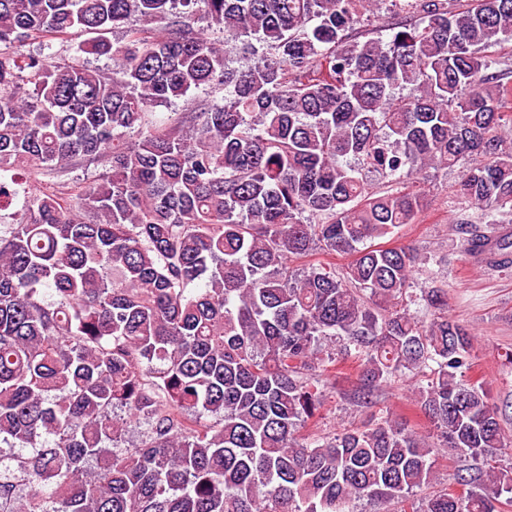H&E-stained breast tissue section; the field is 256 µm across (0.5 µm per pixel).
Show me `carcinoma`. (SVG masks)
<instances>
[{
  "instance_id": "carcinoma-1",
  "label": "carcinoma",
  "mask_w": 512,
  "mask_h": 512,
  "mask_svg": "<svg viewBox=\"0 0 512 512\" xmlns=\"http://www.w3.org/2000/svg\"><path fill=\"white\" fill-rule=\"evenodd\" d=\"M380 2L0 0V173L102 168L80 212L53 183L0 178V213L24 214L0 235V512L512 499L511 463L467 468L463 496H418L438 449L476 462L509 445L466 379L474 339L445 286L412 288L418 252L374 245L423 209L375 182L459 166L456 195L485 215L458 222L460 252L512 264V235L496 234L512 223V55L492 52L512 42V0H403L408 18L354 35ZM73 29L119 70L18 51ZM210 85L222 101L155 120ZM318 248L354 259L340 276L288 265ZM338 361L357 364L362 408L426 375L412 401L433 435L381 409L300 437Z\"/></svg>"
}]
</instances>
